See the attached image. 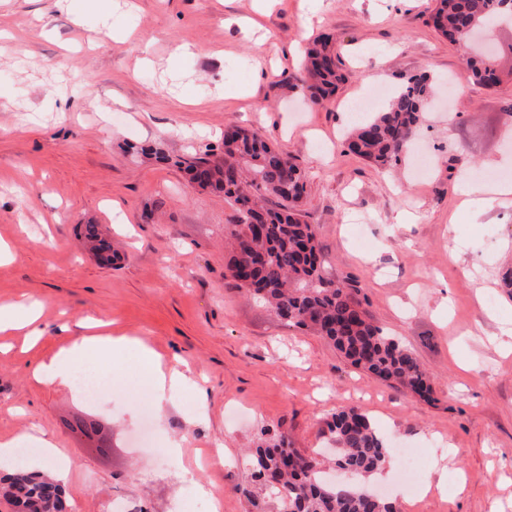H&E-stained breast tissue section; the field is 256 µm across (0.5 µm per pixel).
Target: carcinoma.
Segmentation results:
<instances>
[{"instance_id":"cac0c4a2","label":"carcinoma","mask_w":512,"mask_h":512,"mask_svg":"<svg viewBox=\"0 0 512 512\" xmlns=\"http://www.w3.org/2000/svg\"><path fill=\"white\" fill-rule=\"evenodd\" d=\"M512 0H437L433 23L462 51V79L488 86L499 83L491 58L468 34L501 21ZM347 79L329 40L318 39L294 86L321 105ZM433 77L414 74L399 87L386 108L351 131L349 150L381 168L401 160L430 97ZM187 171L192 184L224 194L235 207L228 228L229 270L238 286L269 305L291 326L306 328L326 339L349 363L372 377L420 397L432 393L429 379L413 354L395 337L372 323L356 298L358 289L329 278L311 225L300 219L305 192L300 168L256 133L244 128L224 130L222 150L194 157ZM268 198L278 208H268ZM336 467L366 477L390 457L386 438L357 409L332 416ZM252 477L289 512H395L384 499L367 497L352 488L325 482L320 462L288 447L286 437L273 436L253 449ZM30 512H64L63 490L48 476L19 469L0 481Z\"/></svg>"}]
</instances>
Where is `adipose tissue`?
<instances>
[{"label": "adipose tissue", "mask_w": 512, "mask_h": 512, "mask_svg": "<svg viewBox=\"0 0 512 512\" xmlns=\"http://www.w3.org/2000/svg\"><path fill=\"white\" fill-rule=\"evenodd\" d=\"M39 309V302L32 299L0 305V332L23 330L30 336L39 335ZM84 327L85 335L39 365L35 371L38 380L46 383L59 382L74 388L78 385V375L88 356L103 351L119 356L134 348L139 352L141 368L154 394L157 410L162 412L176 405L188 384L177 364H162L155 352L138 339L114 337L102 332L101 324L96 320H86Z\"/></svg>", "instance_id": "adipose-tissue-1"}]
</instances>
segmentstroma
<instances>
[{
	"label": "stroma",
	"instance_id": "1",
	"mask_svg": "<svg viewBox=\"0 0 512 512\" xmlns=\"http://www.w3.org/2000/svg\"><path fill=\"white\" fill-rule=\"evenodd\" d=\"M435 0H0V302L41 301L42 335H0V438L51 439L72 468L66 512H280L261 489L245 498L247 449L274 434L335 465L327 427L336 411L366 412L396 449L373 488L400 512H512V194L473 216L461 180L512 186V55L494 89L461 84L457 46L434 28ZM132 31L99 40L103 24ZM329 35L348 81L312 107L291 84L306 43ZM189 44L193 51L177 55ZM264 56L268 72L252 62ZM434 75L433 103L396 169L348 152L350 102L368 87ZM243 126L304 170L302 218L317 233L328 276L360 288L370 319L412 352L431 379L424 399L352 367L325 339L287 325L228 269L235 211L189 184L184 158L218 148ZM159 149L165 160L152 156ZM431 156L414 180L416 153ZM410 223H400L401 214ZM96 225L121 259L86 247ZM136 336L203 381L176 408L142 416L150 396L136 353L112 393L87 405L32 373L84 335V317ZM98 420L100 454L77 429ZM179 444L180 455L170 454ZM224 462L212 464L213 449ZM402 448L425 458L453 449L445 493H411ZM465 492H458V478Z\"/></svg>",
	"mask_w": 512,
	"mask_h": 512
}]
</instances>
